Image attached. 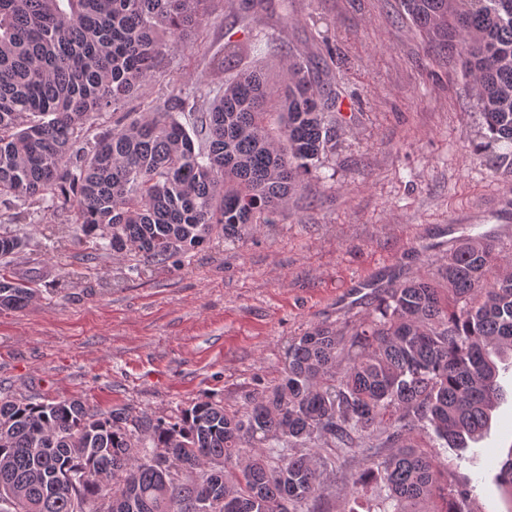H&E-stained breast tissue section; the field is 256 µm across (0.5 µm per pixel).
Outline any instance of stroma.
Segmentation results:
<instances>
[{"instance_id":"stroma-1","label":"stroma","mask_w":512,"mask_h":512,"mask_svg":"<svg viewBox=\"0 0 512 512\" xmlns=\"http://www.w3.org/2000/svg\"><path fill=\"white\" fill-rule=\"evenodd\" d=\"M336 90L339 121L318 177L275 224L213 239L166 265L96 249L67 213L33 202L9 231L29 237L11 263L39 296L0 310V393L34 402L79 399L107 412L168 417L198 399L246 407L256 380L281 376L291 337L357 323L391 279L436 274L450 247L490 235L512 260V166L506 145L483 149V119L457 53L437 54L398 0H209L186 48L154 78L88 122L89 137L121 112H146L173 86L219 91L264 67L280 80L289 52ZM376 281L352 296L360 278ZM479 456L463 461L485 512H512L496 475L512 450V394L492 413ZM367 453L337 454L325 474L329 512H343Z\"/></svg>"}]
</instances>
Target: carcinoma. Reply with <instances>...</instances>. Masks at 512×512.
I'll use <instances>...</instances> for the list:
<instances>
[{
  "mask_svg": "<svg viewBox=\"0 0 512 512\" xmlns=\"http://www.w3.org/2000/svg\"><path fill=\"white\" fill-rule=\"evenodd\" d=\"M208 0H0V207L42 201L70 224L162 264L211 237L274 224L303 188L336 123V97L292 61L278 85L242 71L222 94L183 89L144 116L86 136L91 117L150 80L186 43ZM474 80L486 137L512 144V0H401ZM24 238L0 233V310L36 289L10 271ZM443 283L390 289L350 336L316 326L288 342L283 377L247 408L205 398L169 418L90 411L78 400L0 396V512H188L202 489L153 465L224 464L203 512H321L323 470L372 444L366 512H472L456 469L501 399L495 359L512 354V262L481 237L448 253ZM432 431L455 456L405 443Z\"/></svg>",
  "mask_w": 512,
  "mask_h": 512,
  "instance_id": "1",
  "label": "carcinoma"
}]
</instances>
